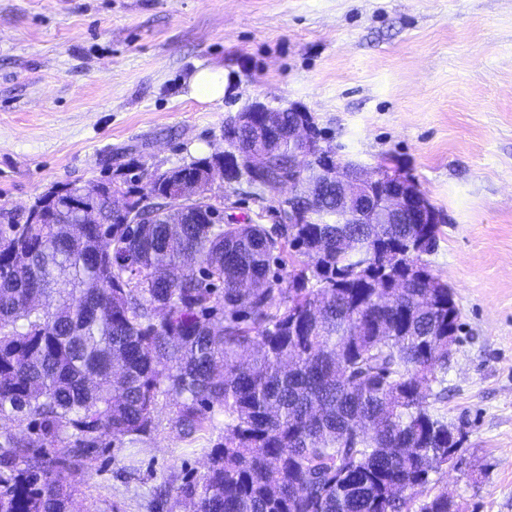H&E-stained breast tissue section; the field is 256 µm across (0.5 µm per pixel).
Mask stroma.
<instances>
[{
	"label": "stroma",
	"instance_id": "35a3bbf8",
	"mask_svg": "<svg viewBox=\"0 0 512 512\" xmlns=\"http://www.w3.org/2000/svg\"><path fill=\"white\" fill-rule=\"evenodd\" d=\"M235 74L220 103L188 98L197 64ZM255 101L300 105L337 155L411 177L442 212L426 260L461 312L442 410L462 431L434 475L460 512H512V0H0V206L224 149ZM225 214L277 232L288 190L215 182ZM224 414L185 435L159 396L151 431L107 439L67 471L74 512H184L158 490L205 471Z\"/></svg>",
	"mask_w": 512,
	"mask_h": 512
}]
</instances>
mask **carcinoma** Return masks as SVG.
<instances>
[{"mask_svg":"<svg viewBox=\"0 0 512 512\" xmlns=\"http://www.w3.org/2000/svg\"><path fill=\"white\" fill-rule=\"evenodd\" d=\"M313 166L281 134L262 182ZM119 169L142 194L138 162ZM218 178L255 183L214 154L151 180L133 219L103 179L84 192L98 224L76 223L68 184L0 207V416L30 429L0 435V512H68L61 470L150 431L161 395L190 434L216 404L227 418L206 472L176 488L189 512H449L446 491L419 498L460 444L446 390L427 394L460 329L423 259L438 225L338 224L324 195L274 236L224 221Z\"/></svg>","mask_w":512,"mask_h":512,"instance_id":"cac0c4a2","label":"carcinoma"}]
</instances>
